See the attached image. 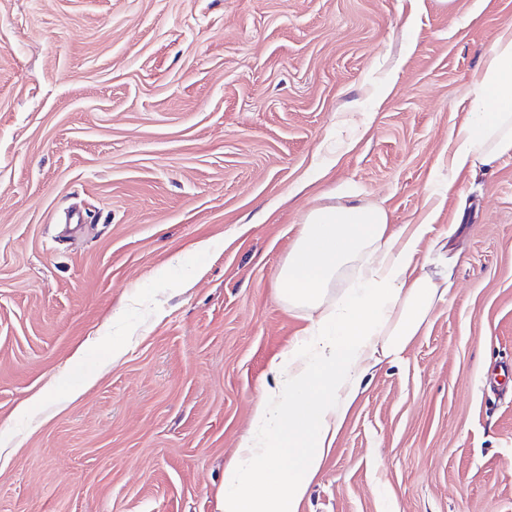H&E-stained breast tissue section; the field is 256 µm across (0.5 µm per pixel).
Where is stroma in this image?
<instances>
[{
	"label": "stroma",
	"mask_w": 512,
	"mask_h": 512,
	"mask_svg": "<svg viewBox=\"0 0 512 512\" xmlns=\"http://www.w3.org/2000/svg\"><path fill=\"white\" fill-rule=\"evenodd\" d=\"M510 22L512 0H0V512H221L311 323L278 271L306 212L351 199L393 233L429 219L419 270L448 288L299 512H512V156L448 172Z\"/></svg>",
	"instance_id": "obj_1"
}]
</instances>
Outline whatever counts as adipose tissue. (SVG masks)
<instances>
[{
  "label": "adipose tissue",
  "instance_id": "ef3b65f1",
  "mask_svg": "<svg viewBox=\"0 0 512 512\" xmlns=\"http://www.w3.org/2000/svg\"><path fill=\"white\" fill-rule=\"evenodd\" d=\"M448 145L453 174L512 155V25L490 47L467 117ZM388 224L385 209L358 201L305 215L278 284L285 300L319 317L270 366L273 381L224 467L222 512H297L364 376L402 353L443 298L439 284L417 270L425 224L396 233ZM352 265L356 288L330 300L331 285Z\"/></svg>",
  "mask_w": 512,
  "mask_h": 512
}]
</instances>
